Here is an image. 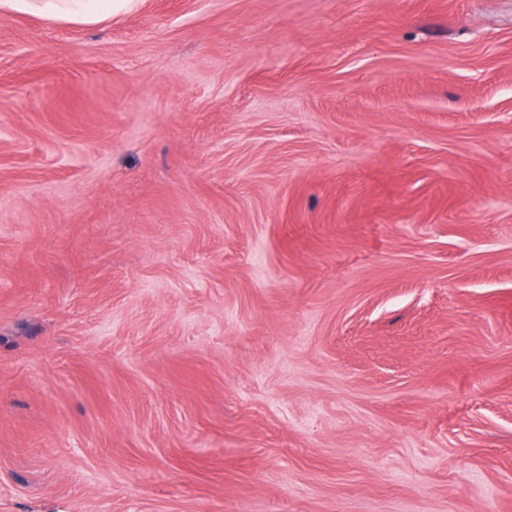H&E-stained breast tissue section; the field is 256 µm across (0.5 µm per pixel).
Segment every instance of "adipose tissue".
<instances>
[{"label":"adipose tissue","mask_w":512,"mask_h":512,"mask_svg":"<svg viewBox=\"0 0 512 512\" xmlns=\"http://www.w3.org/2000/svg\"><path fill=\"white\" fill-rule=\"evenodd\" d=\"M140 0H0V6L23 11L35 9L51 21L96 23L127 13Z\"/></svg>","instance_id":"1"}]
</instances>
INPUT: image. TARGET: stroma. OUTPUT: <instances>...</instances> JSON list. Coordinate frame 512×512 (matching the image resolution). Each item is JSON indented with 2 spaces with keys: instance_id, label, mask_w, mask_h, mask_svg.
<instances>
[{
  "instance_id": "35a3bbf8",
  "label": "stroma",
  "mask_w": 512,
  "mask_h": 512,
  "mask_svg": "<svg viewBox=\"0 0 512 512\" xmlns=\"http://www.w3.org/2000/svg\"><path fill=\"white\" fill-rule=\"evenodd\" d=\"M0 512H512V0L0 11Z\"/></svg>"
}]
</instances>
